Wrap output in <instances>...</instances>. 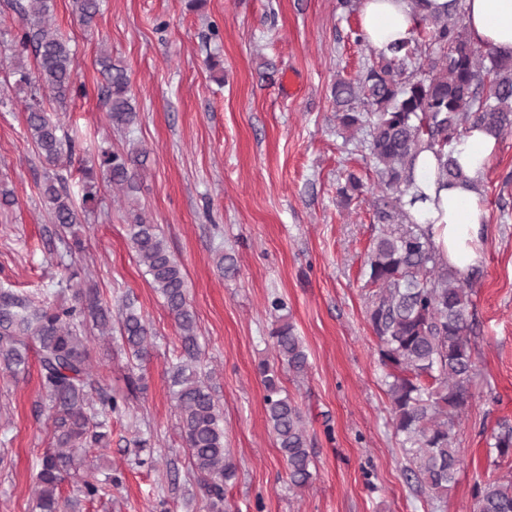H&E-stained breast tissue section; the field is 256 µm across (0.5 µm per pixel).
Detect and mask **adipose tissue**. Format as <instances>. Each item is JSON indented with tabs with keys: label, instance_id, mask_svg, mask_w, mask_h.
Here are the masks:
<instances>
[{
	"label": "adipose tissue",
	"instance_id": "adipose-tissue-1",
	"mask_svg": "<svg viewBox=\"0 0 512 512\" xmlns=\"http://www.w3.org/2000/svg\"><path fill=\"white\" fill-rule=\"evenodd\" d=\"M473 41L512 55V0H459ZM361 29L372 47L385 48L410 36L416 24L411 0H360ZM497 139L472 129L453 146L464 179L442 182L437 160L422 149L414 162V178L425 199L410 207L411 218L427 229L438 258L450 267L467 269L480 256V232L488 211L479 184L497 151Z\"/></svg>",
	"mask_w": 512,
	"mask_h": 512
}]
</instances>
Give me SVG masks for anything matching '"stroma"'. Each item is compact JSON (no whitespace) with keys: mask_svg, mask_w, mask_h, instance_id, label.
Returning <instances> with one entry per match:
<instances>
[{"mask_svg":"<svg viewBox=\"0 0 512 512\" xmlns=\"http://www.w3.org/2000/svg\"><path fill=\"white\" fill-rule=\"evenodd\" d=\"M51 23L77 64L81 92L60 112L77 159L104 148L147 154L133 192L100 186L101 207L80 228L77 280L113 306L134 298L153 342L139 365L120 336L88 329L95 377L129 409L113 419L106 452L90 451L80 465L122 482L91 502L67 479L61 503L77 500L80 512H209L169 393L179 331L128 244L136 209L159 226L186 276L237 468L232 512H473L476 481L512 475V456L491 446L502 425L512 426V134L500 139L482 181L488 222L469 307L475 370L457 427L463 464L448 493L433 499L403 474L367 320L377 176L366 144L346 141L331 98L336 79H356L374 61L369 44L355 40L358 8L339 0H205L199 9L189 0H102L88 29L72 0H53ZM105 53L130 80L138 118L127 130L107 118ZM12 54L9 36H0V183L14 196L0 207V286L64 302L57 226L41 195L49 167L27 133ZM351 172L363 187L347 198L338 189ZM221 254L233 257L234 273L217 269ZM285 322L309 355L306 375L280 373L314 456L303 488L288 481L259 373L274 360L272 332ZM47 414L37 359L19 377L0 373V512L34 510L40 458L52 441ZM137 436L148 439L154 466L136 464Z\"/></svg>","mask_w":512,"mask_h":512,"instance_id":"1","label":"stroma"}]
</instances>
